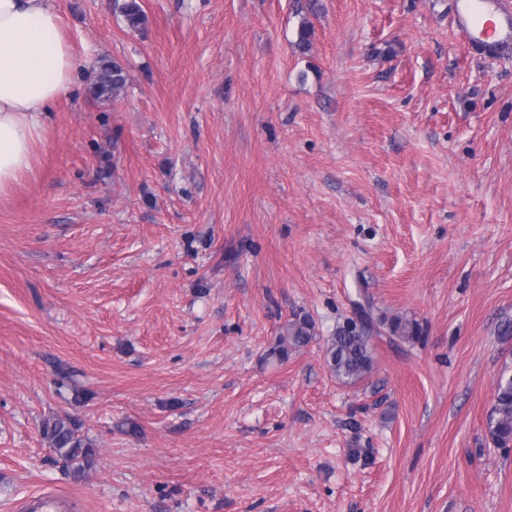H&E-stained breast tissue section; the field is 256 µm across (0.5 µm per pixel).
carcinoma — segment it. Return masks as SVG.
Masks as SVG:
<instances>
[{
    "instance_id": "1",
    "label": "carcinoma",
    "mask_w": 512,
    "mask_h": 512,
    "mask_svg": "<svg viewBox=\"0 0 512 512\" xmlns=\"http://www.w3.org/2000/svg\"><path fill=\"white\" fill-rule=\"evenodd\" d=\"M114 6L126 26L142 30L147 23L143 0H114ZM128 75L116 60L102 59L93 70L90 95L100 104L118 98L125 89ZM389 335L410 341L419 337V324L407 318L395 317L375 323L372 317L359 325L347 318L336 325L324 349V360L336 380L356 384L366 378L375 365V337L382 330ZM314 336V322L307 316L285 323L268 356L280 362L310 343ZM488 434L494 445L505 448L512 443V376H501L496 385L494 401L487 419ZM45 432L55 452L67 462L72 471L80 474L91 462V450L75 434L74 424L67 418H58L46 424Z\"/></svg>"
}]
</instances>
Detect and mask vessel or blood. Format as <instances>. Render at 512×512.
I'll return each mask as SVG.
<instances>
[{"label": "vessel or blood", "instance_id": "1", "mask_svg": "<svg viewBox=\"0 0 512 512\" xmlns=\"http://www.w3.org/2000/svg\"><path fill=\"white\" fill-rule=\"evenodd\" d=\"M456 22L463 39L483 54L512 51V0H458Z\"/></svg>", "mask_w": 512, "mask_h": 512}]
</instances>
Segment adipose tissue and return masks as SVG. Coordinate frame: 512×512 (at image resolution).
Listing matches in <instances>:
<instances>
[{"instance_id":"obj_1","label":"adipose tissue","mask_w":512,"mask_h":512,"mask_svg":"<svg viewBox=\"0 0 512 512\" xmlns=\"http://www.w3.org/2000/svg\"><path fill=\"white\" fill-rule=\"evenodd\" d=\"M75 70L51 0H0V196L31 172L51 108Z\"/></svg>"}]
</instances>
